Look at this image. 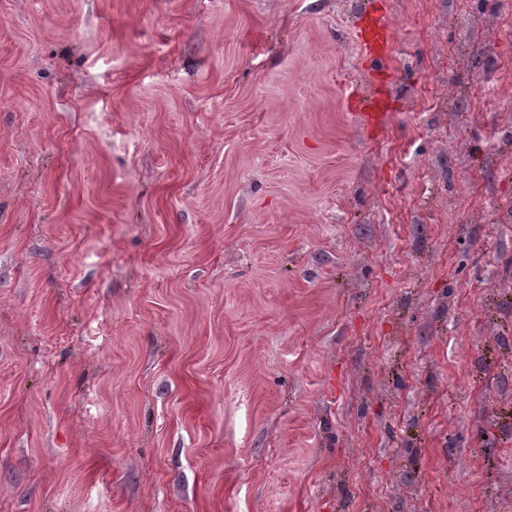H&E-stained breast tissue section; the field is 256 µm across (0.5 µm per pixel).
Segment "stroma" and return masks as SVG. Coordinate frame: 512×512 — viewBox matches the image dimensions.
Returning a JSON list of instances; mask_svg holds the SVG:
<instances>
[{
    "instance_id": "1",
    "label": "stroma",
    "mask_w": 512,
    "mask_h": 512,
    "mask_svg": "<svg viewBox=\"0 0 512 512\" xmlns=\"http://www.w3.org/2000/svg\"><path fill=\"white\" fill-rule=\"evenodd\" d=\"M0 512H512V0H0ZM356 35L364 52L376 62L383 64L392 49L394 40L393 31L385 17L369 13ZM372 88L364 95L351 97L350 103L355 108L358 117L369 129H379L383 126L390 108L388 97L383 89V80L379 74L369 72Z\"/></svg>"
}]
</instances>
